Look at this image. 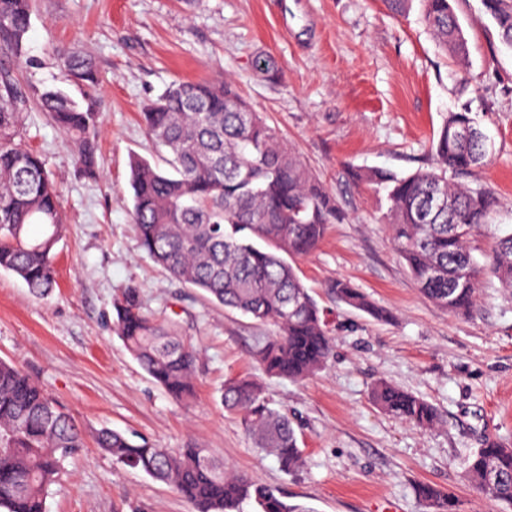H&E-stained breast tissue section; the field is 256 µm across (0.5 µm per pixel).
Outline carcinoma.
Returning <instances> with one entry per match:
<instances>
[{
  "label": "carcinoma",
  "mask_w": 512,
  "mask_h": 512,
  "mask_svg": "<svg viewBox=\"0 0 512 512\" xmlns=\"http://www.w3.org/2000/svg\"><path fill=\"white\" fill-rule=\"evenodd\" d=\"M421 2V21L438 46L465 62L468 45L450 0ZM481 4L501 43L512 49V0ZM31 12L32 0H0V55L18 64ZM56 57L69 76L96 82L90 56L58 50ZM35 104L74 143L88 174L97 166L99 113L61 89L25 87L13 67L0 65V271L46 296L65 225L59 190L44 161L21 143L25 115ZM141 117L171 167L167 172L144 158L131 160L133 223L141 248L209 302L276 328L255 352L267 375L300 381L317 374L332 339L294 260L313 251L327 225L340 219L336 200L227 80L175 81ZM480 124L467 108L450 112L432 139L429 167L367 176L387 190L383 220L422 294L459 317L475 307L485 268L512 290V232L497 239L486 264L473 255V238L488 224L495 196L456 181L493 157L476 138L463 135ZM329 288L343 304L390 321V313L351 282L338 278ZM114 311L113 331L142 369L173 399L189 400L196 354L177 326L146 314L134 289L123 293ZM372 399L425 431L439 423L432 404L388 383H378ZM224 407L239 416L253 447L273 456L282 471L291 475L303 467L293 417L270 406L261 381L228 380ZM84 442L83 430L32 377L0 360V509L44 512L50 486ZM95 442L116 462L176 488L195 512H239L245 502L254 512H312L273 487L228 472L223 460L196 445L172 452L110 429L99 430ZM467 474L485 498L512 512L511 441L485 436L468 457ZM417 492L426 512H458L445 490L426 484Z\"/></svg>",
  "instance_id": "1"
}]
</instances>
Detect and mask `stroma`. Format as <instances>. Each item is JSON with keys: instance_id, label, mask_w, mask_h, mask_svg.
<instances>
[{"instance_id": "35a3bbf8", "label": "stroma", "mask_w": 512, "mask_h": 512, "mask_svg": "<svg viewBox=\"0 0 512 512\" xmlns=\"http://www.w3.org/2000/svg\"><path fill=\"white\" fill-rule=\"evenodd\" d=\"M452 6L468 43L462 65L421 23L420 0L403 16L383 0H32L18 78L101 105L92 177L45 112H28L22 143L60 184L67 230L55 248L50 295L35 296L18 276L0 272V359L29 374L86 432L45 512H192L172 486L97 448L94 434L104 427L161 448L195 443L315 512H424L415 491L423 483L451 492L460 512H500L471 483L466 458L485 435L512 440V293L487 274L469 316L427 300L382 222L386 191L362 179L379 168L407 175L429 167L443 116L469 107L493 138L495 157L463 181L498 200L475 240L478 253L490 251L496 231L512 230V50L480 0ZM59 48L90 54L97 82L71 83ZM265 56L280 70L260 72ZM223 75L343 215L296 261L333 339L327 364L301 382L263 377L273 405L295 417L305 465L293 475L252 448L222 402L227 380L262 377L254 350L272 326L225 312L172 278L142 250L132 223L129 161L164 159L143 109L173 81ZM337 278L392 321L337 302L328 289ZM129 288L144 312L177 321L196 347L190 404L173 401L113 332V304ZM379 381L432 403L439 425L425 431L385 413L371 398Z\"/></svg>"}]
</instances>
